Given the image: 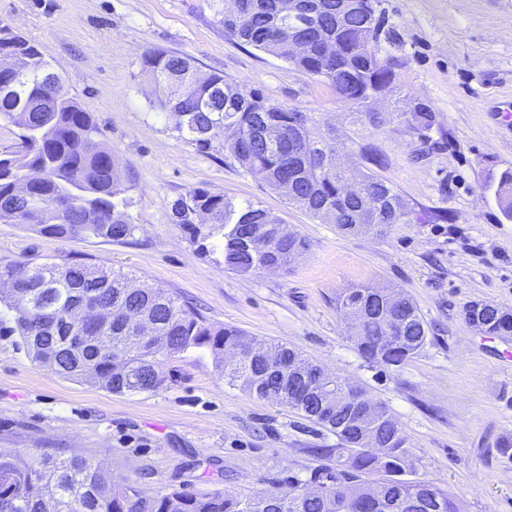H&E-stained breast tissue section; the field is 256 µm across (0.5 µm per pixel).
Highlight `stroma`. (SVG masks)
Listing matches in <instances>:
<instances>
[{
  "label": "stroma",
  "instance_id": "1",
  "mask_svg": "<svg viewBox=\"0 0 512 512\" xmlns=\"http://www.w3.org/2000/svg\"><path fill=\"white\" fill-rule=\"evenodd\" d=\"M378 9L390 32L379 53L395 64L371 136L378 173L411 205L447 210L448 223L342 236L255 181L220 145L202 149L175 117L156 113L158 90L141 75L148 49L190 56L202 72L319 113L340 138L363 134L328 83L229 37L224 0H0V22L36 41L91 112L137 226L131 243L111 244L0 223V260L120 270L173 293L209 325L286 343L384 404L417 478L448 490L462 512H512V456L498 450L512 439V336L482 335L463 318L474 300L512 308V218L495 196L501 172L512 169V126L499 117L512 100V0H379ZM414 101L437 115L434 149L396 118ZM197 186L273 211L309 251L286 270L227 269L215 239H195L173 221L175 201ZM361 285L405 289L436 325L406 364L369 363L347 335L336 300ZM164 371L155 391L113 394L58 376L0 335V451L85 456L149 497L286 490L334 466L322 451L335 435L229 385L208 350L171 357Z\"/></svg>",
  "mask_w": 512,
  "mask_h": 512
}]
</instances>
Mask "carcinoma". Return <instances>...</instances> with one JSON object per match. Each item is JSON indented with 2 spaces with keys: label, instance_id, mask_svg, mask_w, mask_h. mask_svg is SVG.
<instances>
[{
  "label": "carcinoma",
  "instance_id": "cac0c4a2",
  "mask_svg": "<svg viewBox=\"0 0 512 512\" xmlns=\"http://www.w3.org/2000/svg\"><path fill=\"white\" fill-rule=\"evenodd\" d=\"M300 20L282 15V0H232L224 3V30L241 42L280 58L302 72L328 82L338 98L357 107L354 123L378 128L368 99L391 84L393 64L380 62L378 43L384 22L378 0H299ZM302 39L307 54L294 48ZM340 41L342 53L322 55L328 41ZM0 43L27 59L28 68L0 94V123L21 130V148L0 154V222L23 224L49 238H95L117 244L134 237L114 154L96 147L99 126L65 80L51 71L39 45L12 27L0 24ZM141 74L166 92L152 101L155 111L178 118L177 130L209 149L215 138L257 181L278 189L288 204L332 223L343 235L372 226L382 235L398 224L448 222L445 210L412 206L400 209L403 196L374 168L381 166L376 144L363 135L352 140L363 170L357 183L338 163L335 128L313 112L273 103L255 89L204 74L180 54L145 51ZM400 122L418 134L433 130L436 113L425 103L399 114ZM31 184L29 198L16 194V184ZM495 195L512 217V171L501 172ZM369 197L373 207L359 219V203ZM175 223L194 236H218L224 266L250 275L271 266L288 268L308 240L288 230L280 217L251 202L236 205L207 188L189 190L173 205ZM258 227L266 228L270 247L252 250L248 241ZM0 319L20 338L26 353L62 378L99 385L114 394L157 390L165 380L164 360L192 349L210 352L224 381L260 399L295 410L303 419L336 435L334 448L317 452L336 457V468L320 469L311 482L322 489H299L284 497L275 490L243 496L235 491L194 495L174 490L146 498L113 483L100 462L43 448L0 452V512H56L50 500L35 494L44 486L68 502L66 512H339L343 503L363 502L365 512H403L407 501L421 512H460L446 490L414 478L406 437L392 414L371 425L379 447L359 448L358 430L347 422V408L325 417L319 400L288 392V382L275 364L248 359L242 333L234 327L215 329L196 312L183 308L164 289L150 284L128 285L126 274L108 273L84 262L47 259L42 262L0 263ZM407 320L397 341H387L385 307L373 287L352 288L339 308L360 355L369 362L401 366L425 346L432 325L413 298L401 292ZM93 305L110 308L106 317L69 318L74 309ZM485 335H512V309L488 302ZM147 316L154 324L152 342L129 344L136 335L132 320ZM286 359L317 372L318 363L285 343L260 342Z\"/></svg>",
  "mask_w": 512,
  "mask_h": 512
}]
</instances>
